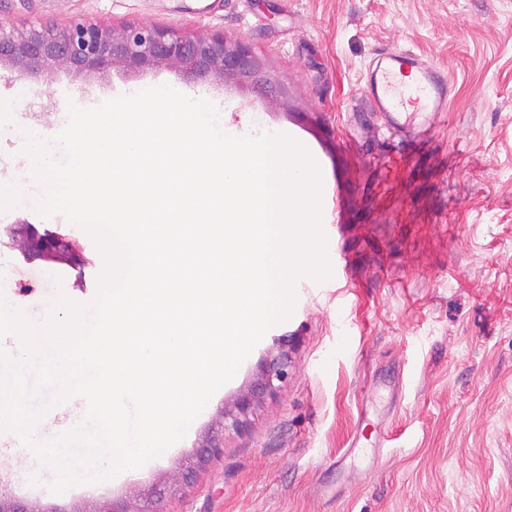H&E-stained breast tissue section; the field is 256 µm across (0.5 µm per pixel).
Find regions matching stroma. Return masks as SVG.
Returning a JSON list of instances; mask_svg holds the SVG:
<instances>
[{
    "label": "stroma",
    "instance_id": "1",
    "mask_svg": "<svg viewBox=\"0 0 512 512\" xmlns=\"http://www.w3.org/2000/svg\"><path fill=\"white\" fill-rule=\"evenodd\" d=\"M83 21L222 29L287 86L288 102L165 68L0 75L12 122L60 130L69 105L154 80L212 102L230 126L297 125L341 172L353 272L347 287L296 298L299 320L268 330L166 455L56 494L15 434L0 453V497L87 512L168 484L290 331L288 382L160 512H512V0H0V27ZM385 47L415 50L450 82L431 143L409 158L386 156L360 109L363 75ZM27 218L69 234L89 264L64 272L0 246L14 294L34 315L46 294L91 306L93 238L61 213Z\"/></svg>",
    "mask_w": 512,
    "mask_h": 512
}]
</instances>
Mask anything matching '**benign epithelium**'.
<instances>
[{
    "instance_id": "1",
    "label": "benign epithelium",
    "mask_w": 512,
    "mask_h": 512,
    "mask_svg": "<svg viewBox=\"0 0 512 512\" xmlns=\"http://www.w3.org/2000/svg\"><path fill=\"white\" fill-rule=\"evenodd\" d=\"M166 67L197 80L233 83L241 88L263 90L277 100L288 99L283 84H272L260 60L243 40H229L220 30L183 32L173 27L129 23L120 27L95 22L59 28L41 24L26 28L0 27V69L18 80L36 71L104 73L114 68L148 70ZM14 246L28 259L81 268L86 258L69 238L43 234L23 219L16 222ZM288 346L283 336L269 352L249 387L224 401L221 420L213 434L199 446L194 465L181 471L179 481L166 489L129 503L95 506L89 512H158L155 500L176 493L196 471L224 454V433L245 430L248 415L265 399L274 396L289 375Z\"/></svg>"
}]
</instances>
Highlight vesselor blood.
<instances>
[{
	"label": "vessel or blood",
	"instance_id": "obj_1",
	"mask_svg": "<svg viewBox=\"0 0 512 512\" xmlns=\"http://www.w3.org/2000/svg\"><path fill=\"white\" fill-rule=\"evenodd\" d=\"M412 73L413 86L405 87L395 80L396 74ZM364 101L373 112L380 129L385 130L392 146L408 149L433 131L439 113L448 109V74L410 49H384L378 52L365 75ZM321 174V204L324 208L323 232L327 241V257L331 268L329 278L298 280L302 292L322 286L334 287L347 272L350 257L341 248L335 232L342 218V192L337 174L319 155L316 146H309Z\"/></svg>",
	"mask_w": 512,
	"mask_h": 512
}]
</instances>
